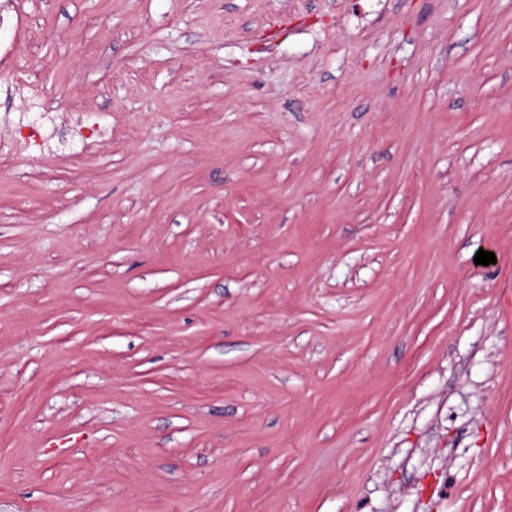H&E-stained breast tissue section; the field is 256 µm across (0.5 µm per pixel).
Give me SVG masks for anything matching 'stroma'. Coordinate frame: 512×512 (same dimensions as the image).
<instances>
[{
  "mask_svg": "<svg viewBox=\"0 0 512 512\" xmlns=\"http://www.w3.org/2000/svg\"><path fill=\"white\" fill-rule=\"evenodd\" d=\"M14 8L0 512H512V0Z\"/></svg>",
  "mask_w": 512,
  "mask_h": 512,
  "instance_id": "obj_1",
  "label": "stroma"
}]
</instances>
